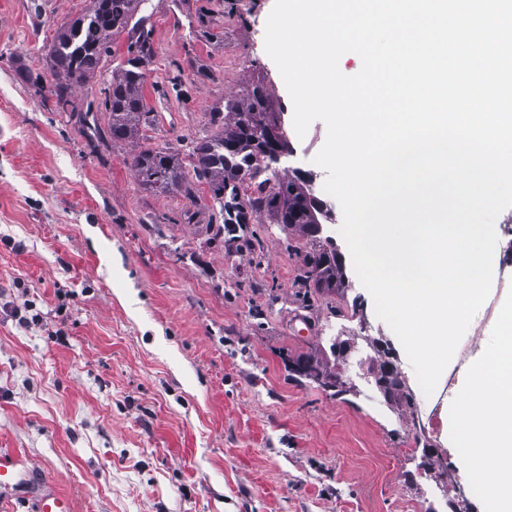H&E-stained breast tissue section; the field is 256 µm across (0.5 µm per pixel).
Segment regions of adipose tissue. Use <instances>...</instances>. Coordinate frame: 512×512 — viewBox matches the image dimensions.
I'll return each instance as SVG.
<instances>
[{
	"label": "adipose tissue",
	"instance_id": "obj_1",
	"mask_svg": "<svg viewBox=\"0 0 512 512\" xmlns=\"http://www.w3.org/2000/svg\"><path fill=\"white\" fill-rule=\"evenodd\" d=\"M464 471L485 465L488 497L512 512V305L500 316L495 342L468 368L452 402Z\"/></svg>",
	"mask_w": 512,
	"mask_h": 512
}]
</instances>
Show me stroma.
Instances as JSON below:
<instances>
[{
    "label": "stroma",
    "mask_w": 512,
    "mask_h": 512,
    "mask_svg": "<svg viewBox=\"0 0 512 512\" xmlns=\"http://www.w3.org/2000/svg\"><path fill=\"white\" fill-rule=\"evenodd\" d=\"M274 3L147 0L155 123L115 143L87 141L20 76L51 80L55 28L87 0H0V448L76 512H496L457 463L451 402L512 302V208L495 223L490 295L428 396L354 269L303 307L306 238L254 214L227 255L207 242L224 214L205 182L190 198L159 194L129 165L213 133L212 112L262 82L294 149L285 176H312L333 215L325 233L346 251L313 162L326 126L297 136L265 51ZM347 340L353 392L332 399L290 378L289 359ZM382 350L410 402L364 377Z\"/></svg>",
    "instance_id": "1"
}]
</instances>
